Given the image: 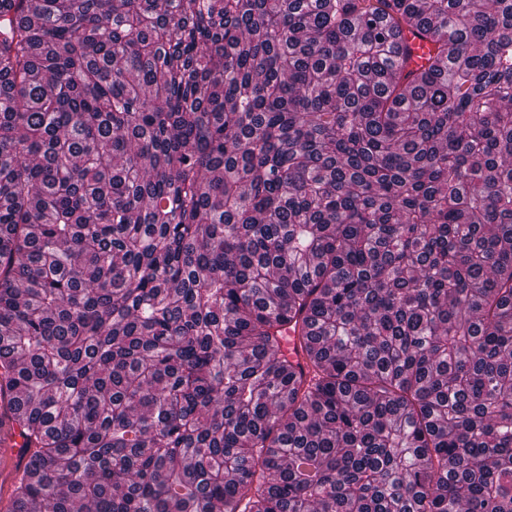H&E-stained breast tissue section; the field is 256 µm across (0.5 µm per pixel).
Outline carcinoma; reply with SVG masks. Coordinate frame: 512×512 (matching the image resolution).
Segmentation results:
<instances>
[{
	"mask_svg": "<svg viewBox=\"0 0 512 512\" xmlns=\"http://www.w3.org/2000/svg\"><path fill=\"white\" fill-rule=\"evenodd\" d=\"M15 429L3 512H512V0H0Z\"/></svg>",
	"mask_w": 512,
	"mask_h": 512,
	"instance_id": "obj_1",
	"label": "carcinoma"
}]
</instances>
